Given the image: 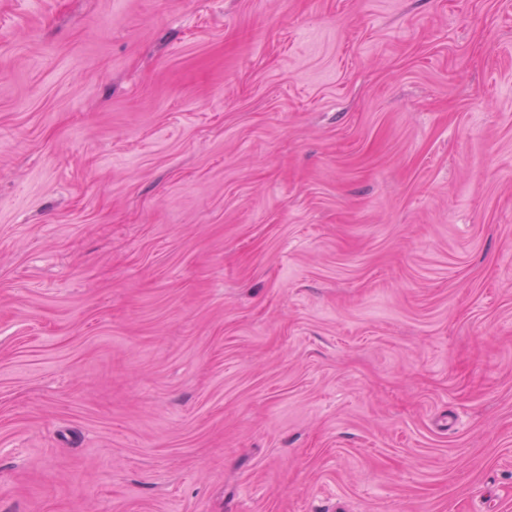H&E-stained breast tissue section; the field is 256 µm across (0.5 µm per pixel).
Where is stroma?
<instances>
[{
  "mask_svg": "<svg viewBox=\"0 0 512 512\" xmlns=\"http://www.w3.org/2000/svg\"><path fill=\"white\" fill-rule=\"evenodd\" d=\"M0 512H512V0H0Z\"/></svg>",
  "mask_w": 512,
  "mask_h": 512,
  "instance_id": "35a3bbf8",
  "label": "stroma"
}]
</instances>
